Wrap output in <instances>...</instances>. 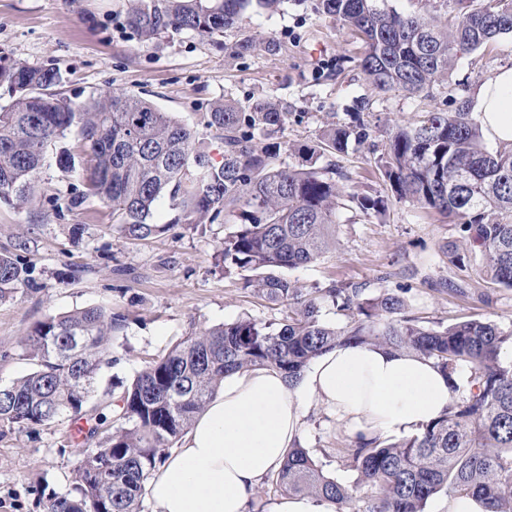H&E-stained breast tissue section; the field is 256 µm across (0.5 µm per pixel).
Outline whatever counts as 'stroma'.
I'll use <instances>...</instances> for the list:
<instances>
[{"label":"stroma","mask_w":512,"mask_h":512,"mask_svg":"<svg viewBox=\"0 0 512 512\" xmlns=\"http://www.w3.org/2000/svg\"><path fill=\"white\" fill-rule=\"evenodd\" d=\"M134 0H0V56L60 70L59 92L81 104L109 90L152 100L197 135L221 149L203 116L224 99L248 106L269 97L287 101L292 113L284 133V164L303 158L298 145L317 140L326 125L345 121L357 97L370 88L354 62L361 51L342 27L316 13L314 0H285L279 13L252 14L241 28L203 39L189 31L165 32L142 42L128 24ZM248 37L254 50L236 57L230 44ZM276 41L277 50L267 48ZM512 67V36H503L462 58L447 81L425 99L389 94L376 99L368 117L369 141L349 142L333 154L349 200L338 211L337 249L316 263L287 270L291 280L315 288L336 279L373 294L403 290L410 314L429 324L479 319L512 327V289L485 282L481 260L469 252L456 224L390 198L374 144L389 126L423 110L444 111L453 96L473 97L500 68ZM72 139L54 141L39 177L37 195L20 209L0 206V250L25 243V259L37 284L0 303V386L30 373L25 338L50 315L100 306L125 316L109 342L96 400L118 397L112 384L129 381L146 361L187 334L242 316L281 318L275 306L244 289L218 257L227 224L193 227L173 223L169 199L152 221L164 234L129 241L112 226V208L90 200L74 208L82 165L58 163ZM382 195L385 215L361 211L350 197ZM71 418L21 432L0 427V512H43V496L70 493L79 464ZM343 425L324 411L311 414L303 446L328 472L350 485L358 472L338 448L348 442Z\"/></svg>","instance_id":"obj_1"}]
</instances>
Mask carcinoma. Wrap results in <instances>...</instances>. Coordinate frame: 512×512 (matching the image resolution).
<instances>
[{"instance_id": "1", "label": "carcinoma", "mask_w": 512, "mask_h": 512, "mask_svg": "<svg viewBox=\"0 0 512 512\" xmlns=\"http://www.w3.org/2000/svg\"><path fill=\"white\" fill-rule=\"evenodd\" d=\"M282 0H151L131 7L128 21L143 42L165 31L212 38L236 27L253 10L273 13ZM441 20L433 0L399 12L380 0H316L315 10L346 28L363 46L359 66L377 95L431 93L455 62L491 40L512 34V0H455ZM62 82L55 67L0 57V85L11 101L0 106V204L21 208L37 192L52 141L77 129L84 158L83 185L71 200L112 206V223L125 238L162 234L153 208L168 195L174 224L199 226L236 218L225 234L224 270L243 274V287L284 307L278 321L249 316L187 335L153 359L120 394L123 424L108 425L112 404L89 405L107 342L125 318L103 307L48 316L27 336L35 369L0 388V426L24 429L63 416L93 421L83 435L73 490L51 495L44 512H141L145 485L224 374L267 366L296 381L309 364L337 345H382L423 355L448 375L452 401L438 420L392 442L362 437L340 449L356 468L355 485L329 476L299 446L271 476L284 495H304L335 512H425L439 493L480 499L487 512H512V329L461 320L428 326L407 314L394 292L368 295L331 281L301 288L282 274L308 266L336 248L343 197L336 164L352 139L370 137L374 100L360 97L347 121L331 124L301 151L305 165L279 162L289 105L257 98L249 111L226 99L204 124L221 133L216 160L208 144L171 113L125 91H109L76 105L51 92ZM452 112H420L389 130L380 170L400 201L457 221L483 257L482 273L512 288V151L484 145L479 116L469 102ZM34 267L0 252V302L35 284ZM331 305L347 323L322 321ZM468 373V390L457 376ZM363 506H358V503Z\"/></svg>"}]
</instances>
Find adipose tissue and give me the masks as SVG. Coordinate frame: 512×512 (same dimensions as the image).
Returning a JSON list of instances; mask_svg holds the SVG:
<instances>
[{"label": "adipose tissue", "mask_w": 512, "mask_h": 512, "mask_svg": "<svg viewBox=\"0 0 512 512\" xmlns=\"http://www.w3.org/2000/svg\"><path fill=\"white\" fill-rule=\"evenodd\" d=\"M475 103L486 138L512 149V68L481 84ZM450 397L431 360L377 345L328 350L293 383L269 367L228 373L149 480L152 512H248L317 409L351 436L387 438L437 420Z\"/></svg>", "instance_id": "obj_1"}]
</instances>
